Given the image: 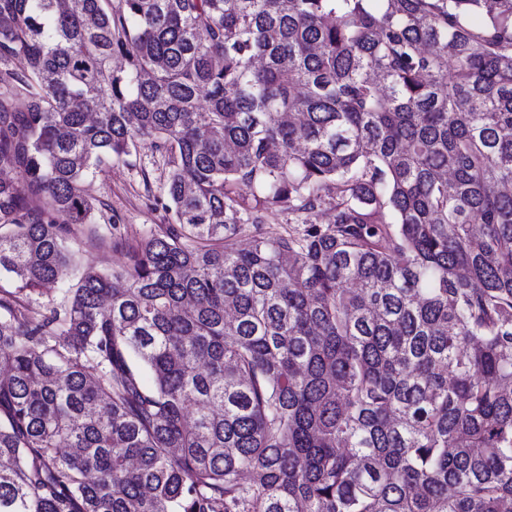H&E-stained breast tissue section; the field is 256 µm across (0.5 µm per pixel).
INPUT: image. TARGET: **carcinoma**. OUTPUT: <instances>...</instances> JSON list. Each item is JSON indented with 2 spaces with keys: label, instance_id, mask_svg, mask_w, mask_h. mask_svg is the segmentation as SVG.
Segmentation results:
<instances>
[{
  "label": "carcinoma",
  "instance_id": "carcinoma-1",
  "mask_svg": "<svg viewBox=\"0 0 512 512\" xmlns=\"http://www.w3.org/2000/svg\"><path fill=\"white\" fill-rule=\"evenodd\" d=\"M2 276L0 512H512V0H0ZM169 169L167 155L147 141L88 175L85 188L97 209L94 224L86 228L134 243L158 225L172 224V215L156 208L153 199L166 183ZM79 250L76 263L80 267H91L101 272L120 270L125 263V252L116 246L90 249L83 244L75 247Z\"/></svg>",
  "mask_w": 512,
  "mask_h": 512
}]
</instances>
